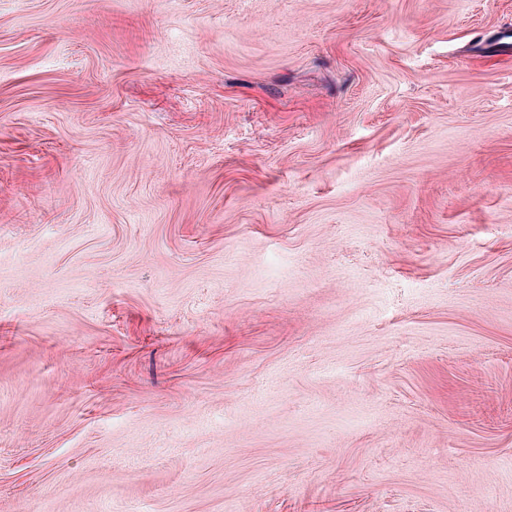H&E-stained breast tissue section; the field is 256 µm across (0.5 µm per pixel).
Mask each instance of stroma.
<instances>
[{"label":"stroma","instance_id":"1","mask_svg":"<svg viewBox=\"0 0 512 512\" xmlns=\"http://www.w3.org/2000/svg\"><path fill=\"white\" fill-rule=\"evenodd\" d=\"M512 0H0V512H512Z\"/></svg>","mask_w":512,"mask_h":512}]
</instances>
